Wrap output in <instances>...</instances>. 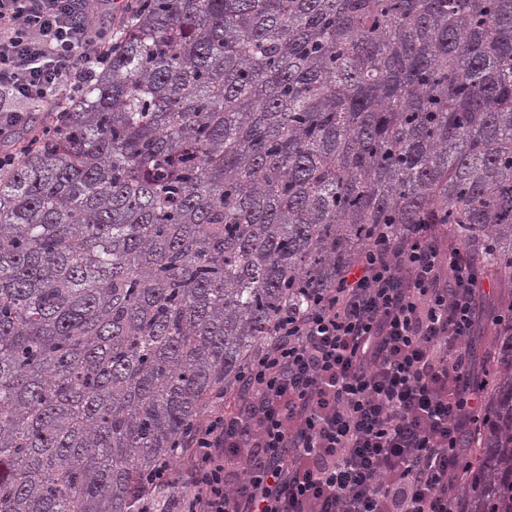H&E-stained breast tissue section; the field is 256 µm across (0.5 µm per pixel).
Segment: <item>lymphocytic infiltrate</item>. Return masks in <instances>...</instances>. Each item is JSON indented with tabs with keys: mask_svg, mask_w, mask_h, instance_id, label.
Masks as SVG:
<instances>
[{
	"mask_svg": "<svg viewBox=\"0 0 512 512\" xmlns=\"http://www.w3.org/2000/svg\"><path fill=\"white\" fill-rule=\"evenodd\" d=\"M106 2L0 0V144L105 64ZM483 279L435 225L373 241L182 443L177 512H458V435L484 404L469 344Z\"/></svg>",
	"mask_w": 512,
	"mask_h": 512,
	"instance_id": "obj_1",
	"label": "lymphocytic infiltrate"
}]
</instances>
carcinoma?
Masks as SVG:
<instances>
[{"label": "carcinoma", "mask_w": 512, "mask_h": 512, "mask_svg": "<svg viewBox=\"0 0 512 512\" xmlns=\"http://www.w3.org/2000/svg\"><path fill=\"white\" fill-rule=\"evenodd\" d=\"M416 224L499 288L457 495L512 512V0H141L0 170V512H163L285 310Z\"/></svg>", "instance_id": "carcinoma-1"}]
</instances>
